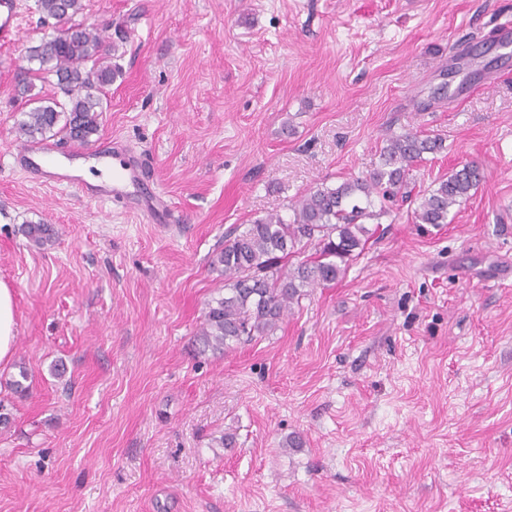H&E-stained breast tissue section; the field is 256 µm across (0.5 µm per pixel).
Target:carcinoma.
I'll return each mask as SVG.
<instances>
[{
	"instance_id": "cac0c4a2",
	"label": "carcinoma",
	"mask_w": 512,
	"mask_h": 512,
	"mask_svg": "<svg viewBox=\"0 0 512 512\" xmlns=\"http://www.w3.org/2000/svg\"><path fill=\"white\" fill-rule=\"evenodd\" d=\"M38 6L43 16L55 20L56 30L29 48L27 61L38 63L36 77L56 85L66 102L46 100L33 93L34 85H27L24 92L33 107L17 124L18 138L31 143L51 135L86 146L99 132L104 89L116 75L108 63L110 49L104 46L98 26L77 20L82 0H38ZM442 149V140L435 137L394 134L369 175L316 186L290 205L288 221L269 213L228 230L224 248L210 260L224 275V295L206 304L195 335L199 352L222 353L273 334L305 289L341 278L354 252L364 249L369 234L364 220L387 214L385 208H375L374 199L411 197L414 167L423 155ZM481 181L480 169L473 163L452 170L420 194L414 223L435 227L448 223L450 210L466 202ZM25 234L38 246L51 245L55 239L47 224H29ZM309 247L314 253L307 255ZM30 378L26 364H21L18 377L9 383L11 391L27 395Z\"/></svg>"
}]
</instances>
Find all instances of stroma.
Segmentation results:
<instances>
[{
	"mask_svg": "<svg viewBox=\"0 0 512 512\" xmlns=\"http://www.w3.org/2000/svg\"><path fill=\"white\" fill-rule=\"evenodd\" d=\"M83 4L118 74L91 144L55 142L32 179L10 157L27 51L53 31L36 0L0 46V280L18 321L0 512H512V57L496 42L512 0ZM408 131L445 145L415 191L467 162L484 176L447 224L390 204L273 335L195 355L228 228L290 218ZM115 141L166 222L81 191ZM28 224L54 245L30 244Z\"/></svg>",
	"mask_w": 512,
	"mask_h": 512,
	"instance_id": "1",
	"label": "stroma"
}]
</instances>
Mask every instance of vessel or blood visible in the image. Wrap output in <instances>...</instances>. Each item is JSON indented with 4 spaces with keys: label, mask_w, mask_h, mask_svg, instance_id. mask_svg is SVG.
Returning a JSON list of instances; mask_svg holds the SVG:
<instances>
[{
    "label": "vessel or blood",
    "mask_w": 512,
    "mask_h": 512,
    "mask_svg": "<svg viewBox=\"0 0 512 512\" xmlns=\"http://www.w3.org/2000/svg\"><path fill=\"white\" fill-rule=\"evenodd\" d=\"M19 0H0V41L12 42L16 37ZM52 153L49 145L27 144L17 149L13 155V166L16 170L35 173L44 164L49 163ZM141 170L137 162L112 158L111 183L96 189L88 190L87 195L94 200L112 201L124 204L127 208L139 210L151 219L157 220L167 216L168 209L152 192L145 191L140 195H132L133 186L141 184Z\"/></svg>",
    "instance_id": "vessel-or-blood-1"
}]
</instances>
